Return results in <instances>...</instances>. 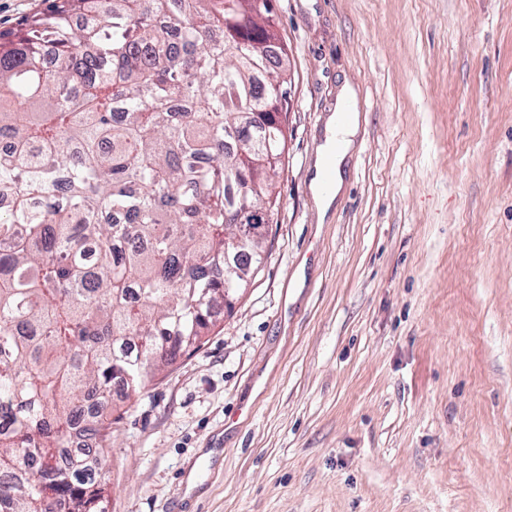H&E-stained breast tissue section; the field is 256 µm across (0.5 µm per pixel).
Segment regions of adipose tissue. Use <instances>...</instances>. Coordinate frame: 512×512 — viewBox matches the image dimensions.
Listing matches in <instances>:
<instances>
[{
    "instance_id": "ef3b65f1",
    "label": "adipose tissue",
    "mask_w": 512,
    "mask_h": 512,
    "mask_svg": "<svg viewBox=\"0 0 512 512\" xmlns=\"http://www.w3.org/2000/svg\"><path fill=\"white\" fill-rule=\"evenodd\" d=\"M357 129L358 115L354 112H336L328 124L321 159L332 168L334 180L329 193L319 192L315 195L320 211H327L342 190V167L353 147Z\"/></svg>"
}]
</instances>
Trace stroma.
I'll use <instances>...</instances> for the list:
<instances>
[{
    "label": "stroma",
    "mask_w": 512,
    "mask_h": 512,
    "mask_svg": "<svg viewBox=\"0 0 512 512\" xmlns=\"http://www.w3.org/2000/svg\"><path fill=\"white\" fill-rule=\"evenodd\" d=\"M274 13L290 108L263 260L199 349L114 399L108 512H512V0ZM353 98L354 93L350 89L344 91L341 96V106L328 124L323 151L316 167L318 169L311 181L312 191L318 207L323 213L331 207L343 187L342 167L353 147L354 137L358 129V112H360L357 100L349 104L348 110L351 112H343L347 103ZM324 161L325 165L330 166L334 172L333 188L327 194H323L318 186L319 167Z\"/></svg>",
    "instance_id": "obj_1"
}]
</instances>
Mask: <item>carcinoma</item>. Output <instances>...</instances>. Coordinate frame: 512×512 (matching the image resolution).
Here are the masks:
<instances>
[{"label": "carcinoma", "instance_id": "1", "mask_svg": "<svg viewBox=\"0 0 512 512\" xmlns=\"http://www.w3.org/2000/svg\"><path fill=\"white\" fill-rule=\"evenodd\" d=\"M48 2L0 33V512H103L112 383L262 262L237 225L279 206L288 67L270 0Z\"/></svg>", "mask_w": 512, "mask_h": 512}]
</instances>
